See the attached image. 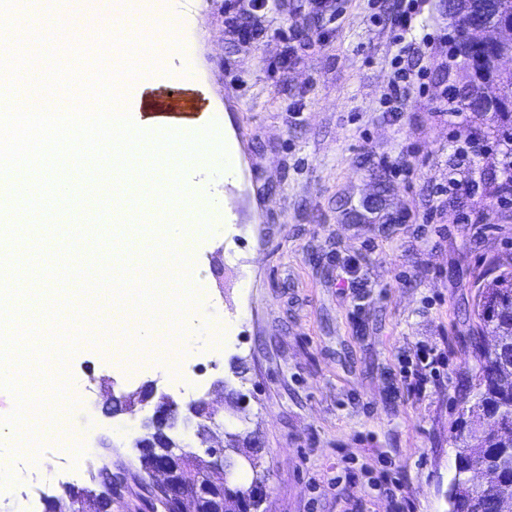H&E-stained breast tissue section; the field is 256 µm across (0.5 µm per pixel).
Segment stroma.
I'll return each instance as SVG.
<instances>
[{"instance_id":"1","label":"stroma","mask_w":512,"mask_h":512,"mask_svg":"<svg viewBox=\"0 0 512 512\" xmlns=\"http://www.w3.org/2000/svg\"><path fill=\"white\" fill-rule=\"evenodd\" d=\"M406 0H179L189 54L144 73L134 116L194 136L224 113L237 157L214 174L210 223L192 272L203 303L183 319L225 328L177 356L169 374L116 360L111 293L92 312L94 339L64 372L75 407L66 440L33 436V455L112 446L133 454L150 409L115 401L146 382L178 394L200 381L214 399L223 381L249 399L245 418L220 410L227 430L255 431L265 495L259 512H448L456 449L449 434L473 382L464 342L477 324L474 281L486 259L512 254V197L501 198L508 149L489 116L448 91L465 71L452 56L446 0H424L414 22L419 51L399 112L384 94L398 51L393 17ZM236 17L250 41L230 40ZM487 144L474 155L470 139ZM377 209L355 218L366 198ZM425 371L422 389L409 377ZM59 484L20 495L0 484V512H45Z\"/></svg>"}]
</instances>
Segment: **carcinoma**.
Wrapping results in <instances>:
<instances>
[{"label": "carcinoma", "instance_id": "cac0c4a2", "mask_svg": "<svg viewBox=\"0 0 512 512\" xmlns=\"http://www.w3.org/2000/svg\"><path fill=\"white\" fill-rule=\"evenodd\" d=\"M497 24H512V0H448L454 22L453 51L467 64L463 99L479 112H490L512 141V73L497 68L502 47L470 40L466 14ZM494 277L478 286L477 336L472 338L474 403L460 416L451 440L457 448L456 470L481 464L495 473L480 486L465 481L455 487L454 512H498L501 498H512V259L496 260ZM153 461L138 456L122 462L140 485L150 478Z\"/></svg>", "mask_w": 512, "mask_h": 512}]
</instances>
